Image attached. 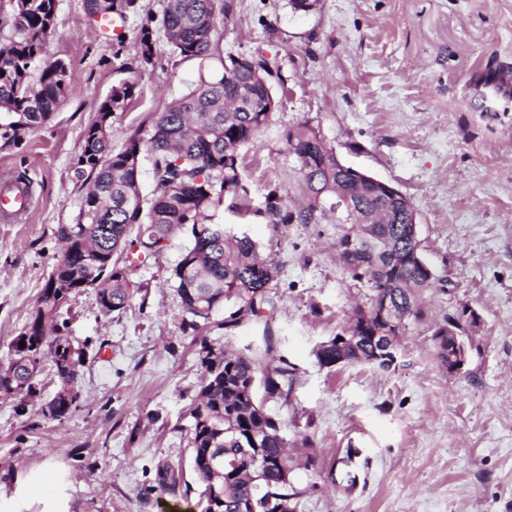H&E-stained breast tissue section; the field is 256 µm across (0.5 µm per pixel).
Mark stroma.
Here are the masks:
<instances>
[{"mask_svg":"<svg viewBox=\"0 0 512 512\" xmlns=\"http://www.w3.org/2000/svg\"><path fill=\"white\" fill-rule=\"evenodd\" d=\"M163 5L137 0L107 39L87 28L83 0H57L49 50L70 65L66 95L21 145L0 149V172L24 173L35 196L21 221L0 223V362L62 253L58 226L79 220L87 187L74 164L99 104L136 80L133 101L112 116L118 151L197 78L195 62L165 49L139 68L136 39ZM219 35L225 54H260L273 70L278 107L241 152L253 207L274 186L299 197L284 134L309 123L344 163L410 199L424 257L445 287L419 290L425 315L409 320L395 368L327 369L315 345L370 296L339 262L331 220L247 224L279 265L274 305L228 327L235 307L225 304L194 332L182 325L172 279L186 238L173 235L132 267L140 292L125 312L103 313L92 288L72 297L65 334L86 346L72 416L42 413L60 387L48 360L25 411L0 398V483L60 463L73 480V512H168L176 499L158 485V468L179 466L195 480L185 429L201 341L254 356L269 343L293 380L267 408L299 455L318 459L317 472L294 473L305 490L296 512H512V91L483 93L512 67V0H316L307 12L288 0H232ZM467 308L480 321L468 329L463 370L451 374L432 335ZM349 448L357 485L347 490L329 471Z\"/></svg>","mask_w":512,"mask_h":512,"instance_id":"35a3bbf8","label":"stroma"}]
</instances>
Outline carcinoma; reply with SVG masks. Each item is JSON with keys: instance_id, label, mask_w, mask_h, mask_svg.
<instances>
[{"instance_id": "cac0c4a2", "label": "carcinoma", "mask_w": 512, "mask_h": 512, "mask_svg": "<svg viewBox=\"0 0 512 512\" xmlns=\"http://www.w3.org/2000/svg\"><path fill=\"white\" fill-rule=\"evenodd\" d=\"M136 0H84L85 24L102 29L103 20L125 18ZM230 0H165L158 28L171 55L198 61V78L189 91L162 112L150 116L148 129L129 136L123 149L112 151V114L133 99L135 80L118 83L83 136L75 177L89 184L80 210L84 222L61 224V257L11 345L14 377L0 375V397L24 404L37 395L42 361L50 356L61 388L69 394L56 401L49 416L61 419L77 409L74 391L82 359L66 360L58 321L72 295L99 280L97 300L106 314L122 313L134 284L130 255L159 251L176 229L190 245L173 269L177 295L198 327L224 302L237 310L224 321L230 327L262 318L279 267L259 254V244L243 230L222 222L224 211L266 223L317 224L325 213L347 228L336 239L339 260L356 280L371 284L369 306L353 309L336 335L313 349L316 363L330 368L371 364L380 344L398 331L386 328L381 313L388 305L406 319L424 315L418 290L436 276L425 270L415 250L409 216L378 185L357 181L350 170L336 168L335 148L320 131L304 122L288 130V151L298 163L304 199L295 206L278 187L269 189L265 205L253 209L242 174L241 149L270 123L277 103L271 92L273 72L261 55L224 56L216 38L218 24L229 17ZM56 0H0V145L19 146L41 127L65 96L68 64L49 53ZM157 43L150 25L141 28L137 54L144 67L153 64ZM152 163L155 185L142 193L141 160ZM351 199L362 215H374L373 228L386 244L357 239L363 225L339 206ZM389 335H383V332ZM25 346H20V343ZM202 377L189 412L190 466L200 486V512H242L241 505L260 500L259 512H296L305 490L293 480L299 462L288 453L285 426L266 411L258 396L283 393L290 370L283 358L269 368L244 354H215L206 341L199 352ZM259 452L245 455L252 437ZM223 453L224 472L210 467ZM158 484L172 495L181 487L180 473L167 466L157 471Z\"/></svg>"}]
</instances>
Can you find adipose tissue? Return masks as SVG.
Wrapping results in <instances>:
<instances>
[{
  "label": "adipose tissue",
  "instance_id": "1",
  "mask_svg": "<svg viewBox=\"0 0 512 512\" xmlns=\"http://www.w3.org/2000/svg\"><path fill=\"white\" fill-rule=\"evenodd\" d=\"M70 482L59 469L17 473L11 487L0 485V512H71Z\"/></svg>",
  "mask_w": 512,
  "mask_h": 512
}]
</instances>
